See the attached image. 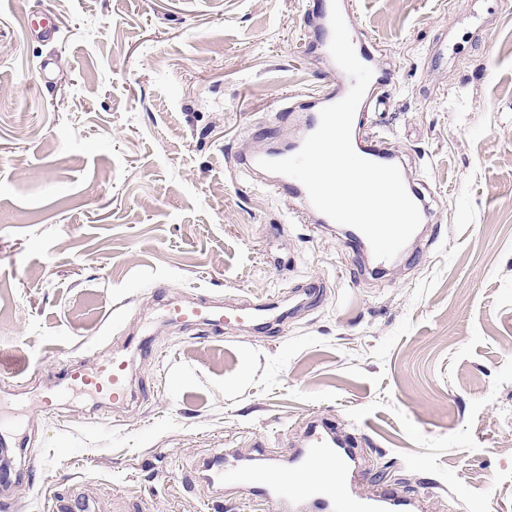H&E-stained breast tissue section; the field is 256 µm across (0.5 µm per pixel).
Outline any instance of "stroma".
<instances>
[{
    "label": "stroma",
    "instance_id": "35a3bbf8",
    "mask_svg": "<svg viewBox=\"0 0 512 512\" xmlns=\"http://www.w3.org/2000/svg\"><path fill=\"white\" fill-rule=\"evenodd\" d=\"M353 7L394 77L363 130L430 194L435 238L375 278L236 165L296 138L284 95L336 81L307 0H0V353L34 375L0 370V414L22 421L0 451L26 483L12 512H251L237 487H189L192 467L287 456L320 419L357 440L365 489L512 512V0ZM46 16L51 40L31 31ZM312 281L323 295L296 300ZM198 296L288 316L165 328L162 300ZM113 356L133 400L58 396L61 368Z\"/></svg>",
    "mask_w": 512,
    "mask_h": 512
}]
</instances>
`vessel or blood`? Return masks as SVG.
I'll return each mask as SVG.
<instances>
[{
    "label": "vessel or blood",
    "instance_id": "b4317fda",
    "mask_svg": "<svg viewBox=\"0 0 512 512\" xmlns=\"http://www.w3.org/2000/svg\"><path fill=\"white\" fill-rule=\"evenodd\" d=\"M331 0H314L309 12V49L312 54L329 58L332 38L330 24ZM352 81L340 74L336 84L311 95H293L284 99L281 119L301 116L306 133H313L320 124V112L343 99ZM300 143L285 149H268L263 156L242 157L237 165L245 175L271 184L284 196L299 200L296 221L324 224L328 218L311 204L304 185L297 179L273 174L261 169L259 159L280 160L296 154ZM275 307L259 303L248 307H215L206 298L183 307L168 310L172 320L205 326H221L230 322L260 327L268 323ZM124 361L110 359L93 372L69 367L62 378L69 385L95 392L101 397L117 401L126 397L127 377ZM364 474L361 457L352 441L339 437L328 426L313 427L301 448L288 461L264 455L243 459L228 451L216 452L198 463L193 471V482L213 492L223 491L225 485H234L249 492L262 512H420L417 499L396 489L381 492L360 490Z\"/></svg>",
    "mask_w": 512,
    "mask_h": 512
}]
</instances>
